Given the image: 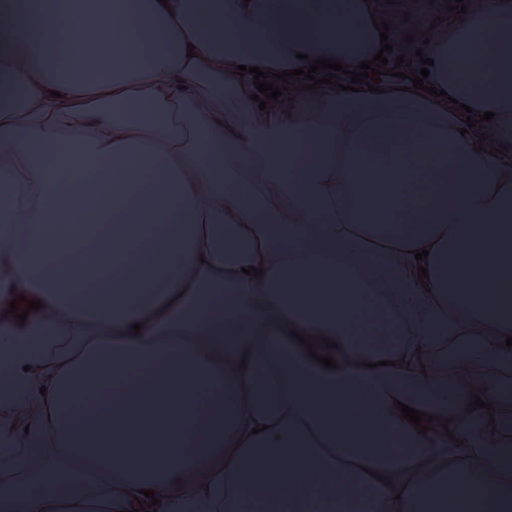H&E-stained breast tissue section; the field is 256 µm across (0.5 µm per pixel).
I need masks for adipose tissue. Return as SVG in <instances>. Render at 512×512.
Here are the masks:
<instances>
[{"label":"adipose tissue","instance_id":"1","mask_svg":"<svg viewBox=\"0 0 512 512\" xmlns=\"http://www.w3.org/2000/svg\"><path fill=\"white\" fill-rule=\"evenodd\" d=\"M380 48L366 0H0V208L27 238L0 229V512H135L141 489L157 512H512V442L469 407L512 387L436 383L512 367V0L430 40L457 109L251 98L252 67Z\"/></svg>","mask_w":512,"mask_h":512}]
</instances>
